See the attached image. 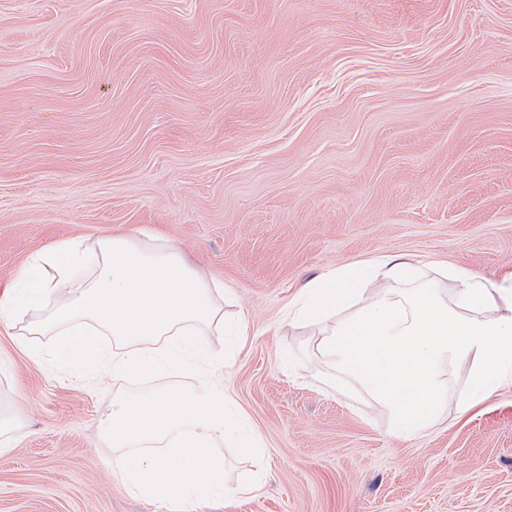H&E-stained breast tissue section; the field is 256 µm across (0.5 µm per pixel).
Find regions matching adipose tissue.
I'll return each mask as SVG.
<instances>
[{"instance_id":"ef3b65f1","label":"adipose tissue","mask_w":512,"mask_h":512,"mask_svg":"<svg viewBox=\"0 0 512 512\" xmlns=\"http://www.w3.org/2000/svg\"><path fill=\"white\" fill-rule=\"evenodd\" d=\"M446 279L455 284L447 301ZM217 293L169 244L117 234L33 257L0 295V323L27 319L28 335L55 337L66 363L97 358L111 337L118 381L178 368L184 356L212 359L224 333ZM293 306L321 356L384 405L395 435L434 425L448 398L443 363L469 365L462 413L512 379V275L490 281L447 264L431 278L411 259L380 255L318 276Z\"/></svg>"}]
</instances>
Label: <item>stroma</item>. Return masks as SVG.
Returning a JSON list of instances; mask_svg holds the SVG:
<instances>
[{"label":"stroma","instance_id":"obj_1","mask_svg":"<svg viewBox=\"0 0 512 512\" xmlns=\"http://www.w3.org/2000/svg\"><path fill=\"white\" fill-rule=\"evenodd\" d=\"M161 233L244 320L213 365L262 455L215 439L225 512H512V385L468 366L417 438L336 391L299 289L388 254L512 271V0H0V293L44 247ZM299 359L279 367L277 351ZM0 512H157L122 481L112 382L0 325Z\"/></svg>","mask_w":512,"mask_h":512}]
</instances>
